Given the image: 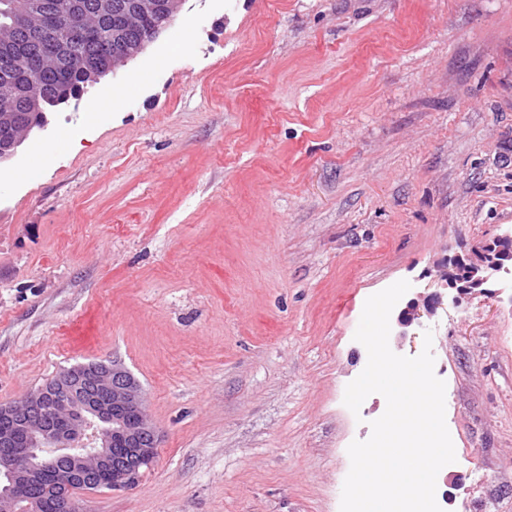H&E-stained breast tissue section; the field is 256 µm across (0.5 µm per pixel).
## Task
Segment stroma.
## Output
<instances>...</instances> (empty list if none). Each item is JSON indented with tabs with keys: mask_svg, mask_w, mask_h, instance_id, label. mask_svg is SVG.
<instances>
[{
	"mask_svg": "<svg viewBox=\"0 0 512 512\" xmlns=\"http://www.w3.org/2000/svg\"><path fill=\"white\" fill-rule=\"evenodd\" d=\"M47 119L0 164L28 171L0 183V405L113 360L161 436L78 512H340L386 409L343 403L366 300L512 228V0H183ZM428 329L437 502L512 512V303L466 296L391 350Z\"/></svg>",
	"mask_w": 512,
	"mask_h": 512,
	"instance_id": "obj_1",
	"label": "stroma"
}]
</instances>
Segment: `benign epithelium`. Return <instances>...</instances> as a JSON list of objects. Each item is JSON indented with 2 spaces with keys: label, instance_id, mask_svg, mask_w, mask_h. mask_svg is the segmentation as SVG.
<instances>
[{
  "label": "benign epithelium",
  "instance_id": "1",
  "mask_svg": "<svg viewBox=\"0 0 512 512\" xmlns=\"http://www.w3.org/2000/svg\"><path fill=\"white\" fill-rule=\"evenodd\" d=\"M183 0H98L96 11L106 25L86 30H63L44 40L30 26L42 15L55 25L74 9V0H57L46 13L41 0H8L7 21L0 26V52L28 51L35 71L29 85L17 91L7 74L0 75V94L19 96L21 110L0 112V163L10 160L21 139L36 125L33 115L48 124V102L41 75L58 58L68 69L97 80L138 54L180 10ZM133 18L152 25L138 36L129 34ZM37 49H32V45ZM512 283V231L473 246L456 257L448 275L428 294L409 300L397 315L399 335L431 317L444 300L458 303L466 295L498 298ZM453 289L451 295L446 289ZM159 437L145 415L143 398L133 376L119 363L82 364L61 371L48 385L29 393L17 405H0V475L7 484L0 492V512H75L72 492L91 490L88 476L112 474V488L134 486L156 456ZM45 451L33 460L32 446Z\"/></svg>",
  "mask_w": 512,
  "mask_h": 512
}]
</instances>
